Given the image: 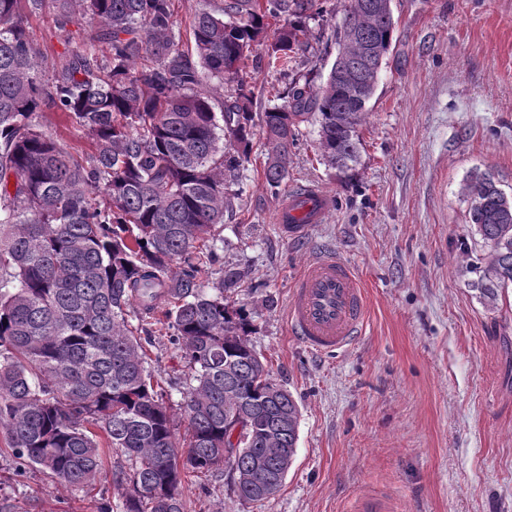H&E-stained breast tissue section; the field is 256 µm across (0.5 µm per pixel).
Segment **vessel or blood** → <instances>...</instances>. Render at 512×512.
Wrapping results in <instances>:
<instances>
[{
	"label": "vessel or blood",
	"instance_id": "1",
	"mask_svg": "<svg viewBox=\"0 0 512 512\" xmlns=\"http://www.w3.org/2000/svg\"><path fill=\"white\" fill-rule=\"evenodd\" d=\"M331 208L328 195L306 190L288 196L276 222L286 236L305 237ZM291 332L311 351L347 349L362 335L367 301L355 268L333 252L315 257L295 279L287 312Z\"/></svg>",
	"mask_w": 512,
	"mask_h": 512
}]
</instances>
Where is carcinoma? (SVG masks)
<instances>
[{
  "label": "carcinoma",
  "mask_w": 512,
  "mask_h": 512,
  "mask_svg": "<svg viewBox=\"0 0 512 512\" xmlns=\"http://www.w3.org/2000/svg\"><path fill=\"white\" fill-rule=\"evenodd\" d=\"M373 3L350 0L323 82L295 79L282 103L256 113L244 60L260 49L284 73L303 61L317 0H205L192 54L178 48L172 0H0V433L16 475L32 467L57 485L87 486L106 448L132 461L123 512H185L189 473L226 462L239 496L254 501L285 471L300 410L251 345L246 311L224 303L242 273L228 270L215 295L198 276L255 127L272 189L288 179L305 123L317 124L329 166L356 159L395 30L393 12ZM49 5L65 35L96 20L91 41L106 52L69 50L42 66L24 16ZM270 18L280 21L271 37ZM205 77L222 97L204 89ZM46 111L83 131L92 153L73 159L41 129ZM464 191L472 232L489 247L474 287L493 307L512 288V197L486 171L471 173ZM148 330L170 335L194 381L184 444L146 367L139 335ZM236 410L242 440L226 460L224 421Z\"/></svg>",
  "instance_id": "carcinoma-1"
}]
</instances>
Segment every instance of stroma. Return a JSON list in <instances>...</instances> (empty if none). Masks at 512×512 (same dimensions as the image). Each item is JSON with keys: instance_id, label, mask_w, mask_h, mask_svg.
Wrapping results in <instances>:
<instances>
[{"instance_id": "stroma-1", "label": "stroma", "mask_w": 512, "mask_h": 512, "mask_svg": "<svg viewBox=\"0 0 512 512\" xmlns=\"http://www.w3.org/2000/svg\"><path fill=\"white\" fill-rule=\"evenodd\" d=\"M347 3L318 0L313 50L298 74H328ZM392 8L394 40L356 161L328 166L316 126L302 125L288 182L274 191L255 134L215 244L220 261L200 277L208 289L220 271H244L224 300L249 312L252 346L298 403L295 460L261 501L239 497L228 466L192 475L185 512H351L362 495L386 499L391 512H512V288L493 308L474 288L467 264L487 249L471 233L461 193L469 172L488 170L512 195V0H393ZM26 26L50 59L88 45L80 31L64 41L49 13ZM242 77L260 109L287 84L251 59ZM39 122L72 156L92 152L60 113ZM302 186L328 194L332 207L293 241L275 213ZM325 249L355 267L368 301L365 334L333 355L299 343L286 318L294 280ZM146 350L185 439L186 363L165 336ZM130 468L110 451L93 485L63 488L34 468L16 476L2 449L0 499L13 512H96L106 495L119 512Z\"/></svg>"}]
</instances>
